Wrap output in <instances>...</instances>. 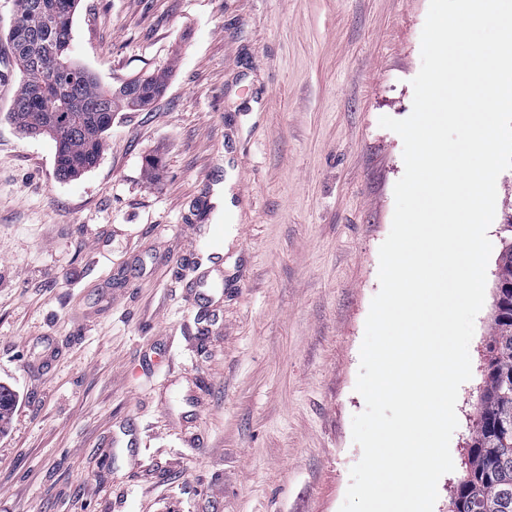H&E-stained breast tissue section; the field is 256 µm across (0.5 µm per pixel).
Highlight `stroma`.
<instances>
[{
  "label": "stroma",
  "instance_id": "obj_1",
  "mask_svg": "<svg viewBox=\"0 0 512 512\" xmlns=\"http://www.w3.org/2000/svg\"><path fill=\"white\" fill-rule=\"evenodd\" d=\"M429 0H80L70 52L104 87L164 71L91 171L6 117L0 0V512H339L379 247L404 172ZM159 160L147 172L146 159ZM235 173V221L213 186ZM512 170L450 442L468 460ZM235 233L220 249L216 228Z\"/></svg>",
  "mask_w": 512,
  "mask_h": 512
}]
</instances>
